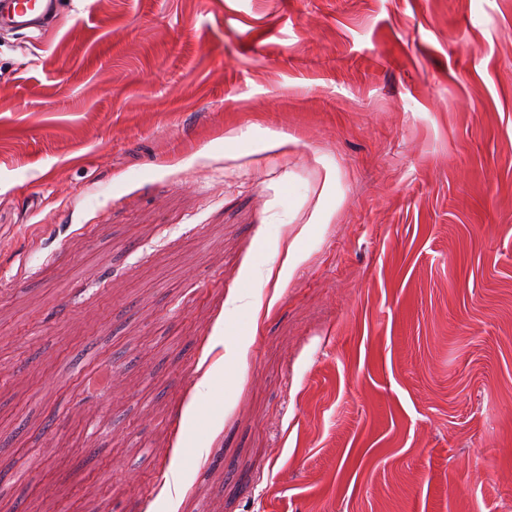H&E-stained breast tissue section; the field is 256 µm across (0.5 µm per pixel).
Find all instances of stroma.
Instances as JSON below:
<instances>
[{"label":"stroma","instance_id":"stroma-1","mask_svg":"<svg viewBox=\"0 0 512 512\" xmlns=\"http://www.w3.org/2000/svg\"><path fill=\"white\" fill-rule=\"evenodd\" d=\"M1 470L0 512H512V0L0 33Z\"/></svg>","mask_w":512,"mask_h":512}]
</instances>
